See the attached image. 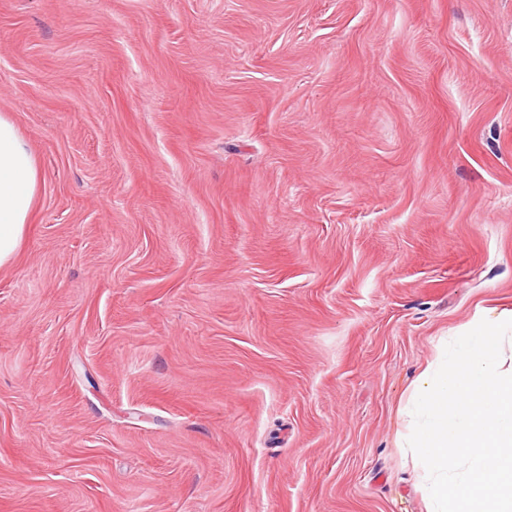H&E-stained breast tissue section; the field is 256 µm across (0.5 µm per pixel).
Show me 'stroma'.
<instances>
[{
	"label": "stroma",
	"instance_id": "35a3bbf8",
	"mask_svg": "<svg viewBox=\"0 0 512 512\" xmlns=\"http://www.w3.org/2000/svg\"><path fill=\"white\" fill-rule=\"evenodd\" d=\"M1 112L0 512H428L417 379L512 312V0H0ZM40 182L39 160L7 113H0V267L16 256Z\"/></svg>",
	"mask_w": 512,
	"mask_h": 512
}]
</instances>
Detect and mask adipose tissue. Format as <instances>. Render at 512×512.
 I'll use <instances>...</instances> for the list:
<instances>
[{"mask_svg":"<svg viewBox=\"0 0 512 512\" xmlns=\"http://www.w3.org/2000/svg\"><path fill=\"white\" fill-rule=\"evenodd\" d=\"M40 182L39 160L10 115L0 113V267L16 256Z\"/></svg>","mask_w":512,"mask_h":512,"instance_id":"obj_1","label":"adipose tissue"}]
</instances>
